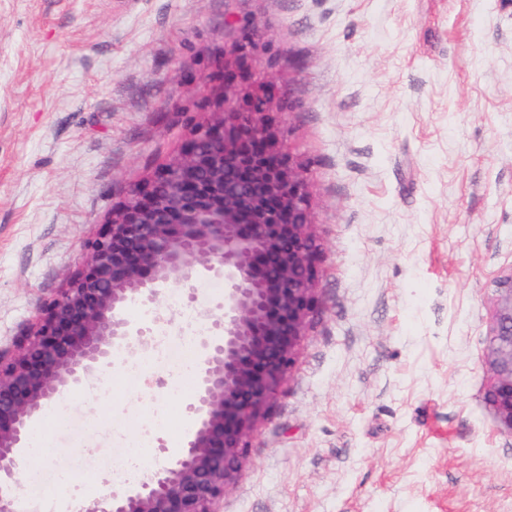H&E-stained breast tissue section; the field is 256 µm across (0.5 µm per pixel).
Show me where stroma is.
<instances>
[{"label": "stroma", "mask_w": 512, "mask_h": 512, "mask_svg": "<svg viewBox=\"0 0 512 512\" xmlns=\"http://www.w3.org/2000/svg\"><path fill=\"white\" fill-rule=\"evenodd\" d=\"M269 82L318 307L221 512H512V433L485 400L512 273V0H0V351L201 105ZM223 300L210 275L129 308L144 340L31 425L54 442L44 496L80 512L120 488V438L178 454L196 387L152 355L199 345Z\"/></svg>", "instance_id": "1"}]
</instances>
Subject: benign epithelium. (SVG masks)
Instances as JSON below:
<instances>
[{"instance_id": "benign-epithelium-1", "label": "benign epithelium", "mask_w": 512, "mask_h": 512, "mask_svg": "<svg viewBox=\"0 0 512 512\" xmlns=\"http://www.w3.org/2000/svg\"><path fill=\"white\" fill-rule=\"evenodd\" d=\"M273 84L192 124L182 149L132 190L89 242L84 266L44 305L12 355L0 357V512L30 424L96 370L114 346L143 336L128 307L170 282L224 276V302L203 339L192 428L180 453L84 512H220L257 420L287 379L317 297L318 245L305 172L274 131ZM486 401L512 432V287L489 332Z\"/></svg>"}]
</instances>
